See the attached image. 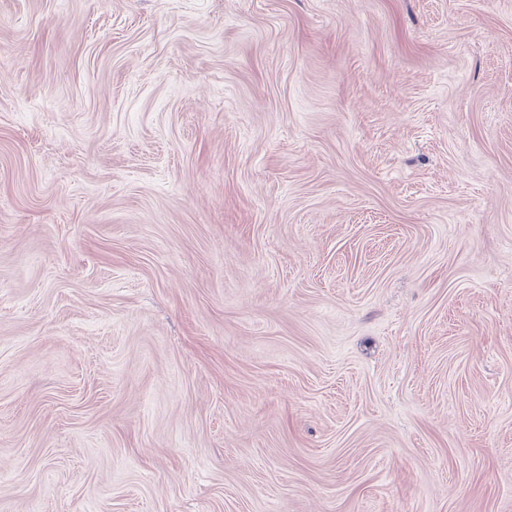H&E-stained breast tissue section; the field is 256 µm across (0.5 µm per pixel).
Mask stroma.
Returning <instances> with one entry per match:
<instances>
[{
    "label": "stroma",
    "mask_w": 512,
    "mask_h": 512,
    "mask_svg": "<svg viewBox=\"0 0 512 512\" xmlns=\"http://www.w3.org/2000/svg\"><path fill=\"white\" fill-rule=\"evenodd\" d=\"M0 512H512V0H0Z\"/></svg>",
    "instance_id": "obj_1"
}]
</instances>
